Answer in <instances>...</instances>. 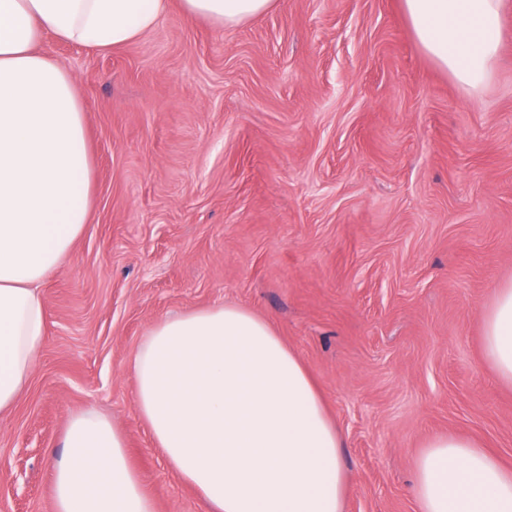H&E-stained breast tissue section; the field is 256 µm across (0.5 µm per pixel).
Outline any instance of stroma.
<instances>
[{
	"instance_id": "stroma-1",
	"label": "stroma",
	"mask_w": 512,
	"mask_h": 512,
	"mask_svg": "<svg viewBox=\"0 0 512 512\" xmlns=\"http://www.w3.org/2000/svg\"><path fill=\"white\" fill-rule=\"evenodd\" d=\"M85 106L89 221L41 286L47 340L0 416V512H52L67 419L126 433L158 512H204L135 409L158 321L237 305L270 322L344 437V512H417L436 436L512 465V385L483 353L512 281V0L477 102L401 0H277L218 28L183 14L100 52L47 39Z\"/></svg>"
}]
</instances>
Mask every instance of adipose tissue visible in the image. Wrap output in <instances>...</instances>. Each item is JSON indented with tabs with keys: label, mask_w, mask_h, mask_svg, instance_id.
I'll return each instance as SVG.
<instances>
[{
	"label": "adipose tissue",
	"mask_w": 512,
	"mask_h": 512,
	"mask_svg": "<svg viewBox=\"0 0 512 512\" xmlns=\"http://www.w3.org/2000/svg\"><path fill=\"white\" fill-rule=\"evenodd\" d=\"M168 0H0V414L24 393L46 343L40 286L88 222L92 166L84 105L46 38L128 45ZM275 0H181L224 28ZM422 51L470 97L492 80L504 0H402ZM483 351L512 384V283L495 289ZM135 405L157 448L207 512H343L342 438L323 395L266 320L237 306L157 322L133 358ZM52 472L53 512H157L125 433L72 413ZM419 512H512V467L479 442L431 440L415 463Z\"/></svg>",
	"instance_id": "1"
}]
</instances>
